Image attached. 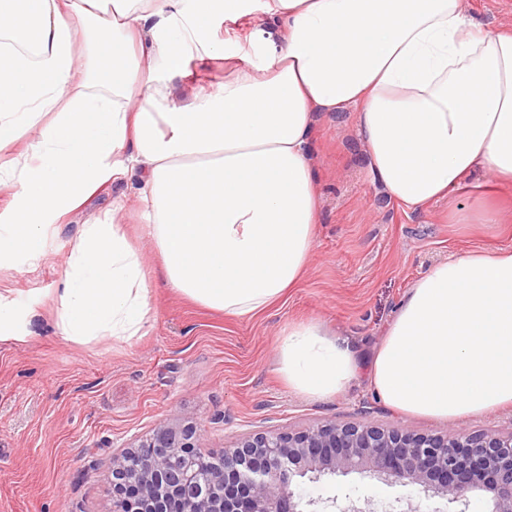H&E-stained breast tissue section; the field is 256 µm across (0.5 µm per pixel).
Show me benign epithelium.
<instances>
[{"label":"benign epithelium","mask_w":512,"mask_h":512,"mask_svg":"<svg viewBox=\"0 0 512 512\" xmlns=\"http://www.w3.org/2000/svg\"><path fill=\"white\" fill-rule=\"evenodd\" d=\"M205 445V430L185 418L125 444L112 457V512H305L294 477L350 473L449 502L480 490L487 512H512V431L423 433L365 421L282 427L239 436L201 481L186 462Z\"/></svg>","instance_id":"benign-epithelium-1"}]
</instances>
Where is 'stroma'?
Here are the masks:
<instances>
[{
    "label": "stroma",
    "instance_id": "obj_1",
    "mask_svg": "<svg viewBox=\"0 0 512 512\" xmlns=\"http://www.w3.org/2000/svg\"><path fill=\"white\" fill-rule=\"evenodd\" d=\"M320 224L305 274L279 302L249 319L224 316L170 288L158 251L139 241L151 303L145 335L79 343L56 325L58 271L87 221L136 180L93 197L58 225L34 268L0 269V295L16 306L21 336L0 341V512H112V456L163 420L192 418L220 454L243 433L324 421L403 423L446 432L451 422L387 407L360 382L328 400L289 389L277 371L276 339L288 324L317 319L360 348L382 338L408 286L434 264L478 249L512 250V187L480 170L471 187L411 210L384 195L346 110L324 116L313 143ZM500 224L480 223L487 211ZM315 512L336 496L377 504L423 501L426 512H486L483 492L466 506L424 499L416 488L365 475L300 479Z\"/></svg>",
    "mask_w": 512,
    "mask_h": 512
}]
</instances>
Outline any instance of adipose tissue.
Returning a JSON list of instances; mask_svg holds the SVG:
<instances>
[{"mask_svg":"<svg viewBox=\"0 0 512 512\" xmlns=\"http://www.w3.org/2000/svg\"><path fill=\"white\" fill-rule=\"evenodd\" d=\"M262 14L251 54L217 43ZM221 59L219 87L187 86ZM354 109L385 195L419 209L476 168L512 182V29L486 32L467 0H0V268L36 266L56 224L140 172L143 237L166 279L244 319L303 277L321 198L317 119ZM124 200L84 225L55 290L80 342L141 336L146 271ZM279 371L315 400L368 378L404 414L457 421L512 406V252L436 264L404 293L363 357L320 321L278 340ZM256 24H259L266 30L274 29L277 26L272 19L251 16L240 19L236 24L224 23L217 26L214 30V35L217 40L224 41L232 39L237 41L238 46L242 54H249L252 51L251 47V33L256 28Z\"/></svg>","mask_w":512,"mask_h":512,"instance_id":"1","label":"adipose tissue"}]
</instances>
